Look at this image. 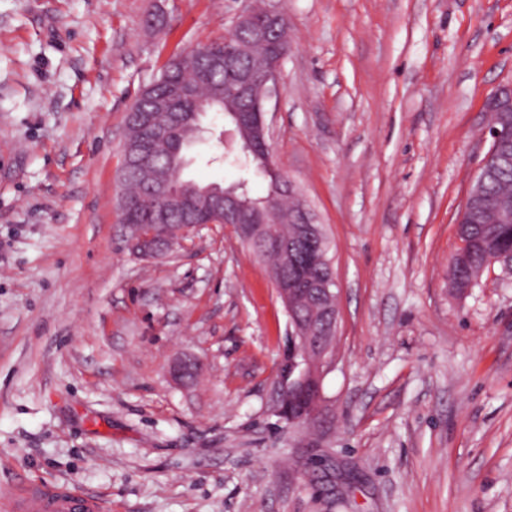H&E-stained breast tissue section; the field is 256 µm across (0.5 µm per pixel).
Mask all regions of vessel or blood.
I'll return each instance as SVG.
<instances>
[{
    "instance_id": "vessel-or-blood-1",
    "label": "vessel or blood",
    "mask_w": 512,
    "mask_h": 512,
    "mask_svg": "<svg viewBox=\"0 0 512 512\" xmlns=\"http://www.w3.org/2000/svg\"><path fill=\"white\" fill-rule=\"evenodd\" d=\"M0 512H104V507L69 491L33 484L1 490Z\"/></svg>"
}]
</instances>
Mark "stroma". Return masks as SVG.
I'll return each mask as SVG.
<instances>
[{"label": "stroma", "mask_w": 512, "mask_h": 512, "mask_svg": "<svg viewBox=\"0 0 512 512\" xmlns=\"http://www.w3.org/2000/svg\"><path fill=\"white\" fill-rule=\"evenodd\" d=\"M253 0H0V486L112 512H512V270L448 286L512 80V0H267L291 50L274 161L322 224L336 366L277 416L288 315L227 224L126 245V117ZM209 139L185 177L229 183ZM197 356L192 386L174 358ZM485 111L492 116L495 113L500 115H511L512 112V82L499 85L487 98Z\"/></svg>", "instance_id": "35a3bbf8"}]
</instances>
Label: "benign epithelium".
Returning <instances> with one entry per match:
<instances>
[{
  "instance_id": "7a95c632",
  "label": "benign epithelium",
  "mask_w": 512,
  "mask_h": 512,
  "mask_svg": "<svg viewBox=\"0 0 512 512\" xmlns=\"http://www.w3.org/2000/svg\"><path fill=\"white\" fill-rule=\"evenodd\" d=\"M281 24H287L284 14L275 6L264 9L262 17L257 18L251 10L241 11L231 26L233 31H245L249 38L263 41L268 33ZM289 52V44L271 42L268 45L266 63L259 70L243 67L239 62L238 51L224 50V54H216L212 62L224 66V73L230 81L238 109L228 113L231 117L230 126L236 140L250 148L271 154L268 141L271 138L270 127L266 120V106L278 85L282 64ZM193 97V90L186 85H170V93L166 103H158V109L168 118V125H153L150 115H145L144 128L146 134L142 140L129 145H122L125 158L132 167H150L153 165L154 140L164 135L168 128L182 120L175 104ZM485 111L490 114L507 115L512 112V82L499 85L487 98ZM494 151H489L481 166L484 167L482 177L475 178L476 189L473 196H481L484 179L491 176L494 168ZM277 194L294 201L301 224L310 228L307 236L321 248L324 231L314 226L316 218L308 208L301 191L285 172L275 166L270 167ZM150 217L154 229L148 234L142 233L143 225L137 223V215L141 210L138 205L124 204L130 220L128 228L131 232V244L143 248L142 254L156 256L167 254L181 245L190 230L201 225L200 213H224L226 224H269L273 212L269 205L259 206L244 197V193L236 186L224 187V192H215L203 199H195L183 192L171 189V177L164 171L155 173L150 189ZM172 208L182 211L187 220L178 232L172 236L166 224L168 211ZM335 284L334 273L324 280L308 282L285 281L276 289L277 296L283 303L288 314L290 351L283 365L278 380V390L274 403L275 412L283 419L295 424L312 421L321 411L322 398H317L308 412L298 417H288V388L296 382L314 381L322 384L324 376L336 365V335L338 324V308L335 303H325L324 297L332 295L331 285Z\"/></svg>"
}]
</instances>
